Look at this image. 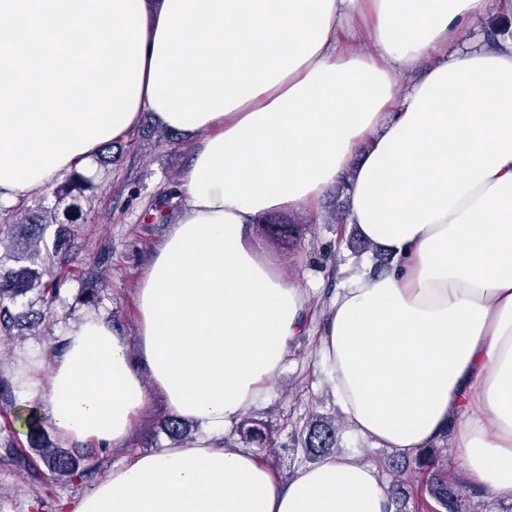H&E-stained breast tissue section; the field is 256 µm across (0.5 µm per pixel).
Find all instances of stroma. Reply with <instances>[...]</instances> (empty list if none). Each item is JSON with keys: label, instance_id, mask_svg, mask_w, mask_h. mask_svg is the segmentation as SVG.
<instances>
[{"label": "stroma", "instance_id": "1", "mask_svg": "<svg viewBox=\"0 0 512 512\" xmlns=\"http://www.w3.org/2000/svg\"><path fill=\"white\" fill-rule=\"evenodd\" d=\"M505 36L512 37V8H505L501 0H488L468 38L488 41ZM190 156L184 137L166 136L148 115L128 137L105 146L96 156L86 219L67 227L75 252L73 272L52 305L19 301L17 309L26 318L12 336L0 340V379L14 380L20 362L30 356L41 370H48L61 352L69 325L87 315L104 316L115 330L134 337L138 284L179 221L183 201L175 199L163 223L155 222L153 209L179 185ZM347 208V192L336 186L315 209L283 214V221L300 227L288 243L271 240L264 225L252 229L269 260L308 296L304 333L289 342L284 368L268 396L249 411L272 428L275 444L265 461L286 478L300 467L316 464V457L303 447L308 423L316 418L339 421L335 455L377 466L384 480H391L396 471L410 473L415 468L413 452L375 447L342 423L341 409L319 363L317 344L331 299L352 272L373 274L383 270L387 260L385 253L363 244L352 225L333 224V216L345 215ZM91 277L100 281L93 295L86 289ZM39 406L36 397L0 400V512H67V503L91 493L124 458L158 452L171 443L162 425L170 411L159 393H150L140 422L123 447L79 449V456L88 460L86 471L82 477L61 480L45 465L20 454L29 445L22 417Z\"/></svg>", "mask_w": 512, "mask_h": 512}]
</instances>
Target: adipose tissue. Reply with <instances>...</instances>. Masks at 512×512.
I'll return each mask as SVG.
<instances>
[{
    "mask_svg": "<svg viewBox=\"0 0 512 512\" xmlns=\"http://www.w3.org/2000/svg\"><path fill=\"white\" fill-rule=\"evenodd\" d=\"M143 113L194 140L185 207L137 288L129 340L73 323L47 374L20 368L56 434L123 446L149 391L212 437L133 455L72 512H393L377 469L329 456L289 481L226 437L303 330L249 229L346 182V221L393 257L332 299L318 356L380 448L468 409L469 478L512 497V40L447 55L487 0H142Z\"/></svg>",
    "mask_w": 512,
    "mask_h": 512,
    "instance_id": "obj_1",
    "label": "adipose tissue"
}]
</instances>
